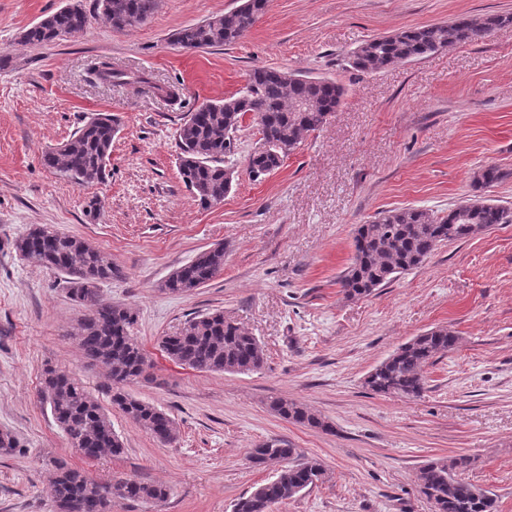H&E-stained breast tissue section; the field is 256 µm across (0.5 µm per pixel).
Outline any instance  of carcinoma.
<instances>
[{
	"label": "carcinoma",
	"mask_w": 512,
	"mask_h": 512,
	"mask_svg": "<svg viewBox=\"0 0 512 512\" xmlns=\"http://www.w3.org/2000/svg\"><path fill=\"white\" fill-rule=\"evenodd\" d=\"M98 9L116 30L146 23L159 0H96ZM89 17L82 6L66 5L25 30L30 44L53 42L86 28ZM512 24V16L485 18L461 16L452 24L408 28L365 41L350 56V66L362 73H377L411 62L450 44L483 40L498 26ZM251 26L250 17L226 13L186 26L172 35V43L195 51L230 46ZM95 75L104 82L118 81L137 90L147 86L169 97L171 88L153 82L150 75L130 76L110 61H101ZM344 88L328 79L258 66L247 74L243 90L219 101H207L190 113L176 129L179 174L204 208L224 202L232 177L224 158L233 154L240 117L253 114L259 145L247 159L249 173L264 177L280 169L305 137L327 123L343 100ZM117 133L116 121L107 113H93L73 136L45 152L43 162L59 169L77 185L101 183L106 178ZM496 166L474 176L478 191L507 178ZM498 224H512V210L478 194L438 216L426 209L401 208L380 212L357 226L355 236L365 247L353 256L339 284L351 299L365 298L398 274L422 265L443 242L465 240ZM19 257L31 264L54 269L66 276L69 298L86 314L78 320L73 338L87 363L100 366L112 380V405L150 433L161 445L174 442L179 429L165 411L126 393L123 385L149 376L152 362L131 335L135 314L104 300L99 284L112 279L116 269L91 243L59 229L35 224L14 242ZM224 269V245L204 249L188 263L174 269L162 288L184 293L200 288ZM458 336L448 327H435L413 337L380 362L364 379V387L383 396L416 398L425 390L424 369L440 353L456 348ZM174 363L199 372L247 374L260 370L265 353L260 341L234 320L215 311L186 321L181 329L160 342ZM40 397L48 404L57 425L73 448L86 458L103 454L119 457L123 441L112 420L84 388L74 373L48 367L41 378ZM271 410L284 420L327 430L330 425L306 406L275 398ZM250 461L262 466L271 461L283 466L267 482L233 504L232 512H269L271 506L298 496L324 482L326 470L318 460L302 456L283 439L263 441L250 452ZM472 463L464 454L427 461L418 471L421 494L435 501L439 512H498L497 500L461 477ZM55 512H112V499L162 503L169 490L161 484L118 478L102 485L64 462L52 473Z\"/></svg>",
	"instance_id": "1"
}]
</instances>
